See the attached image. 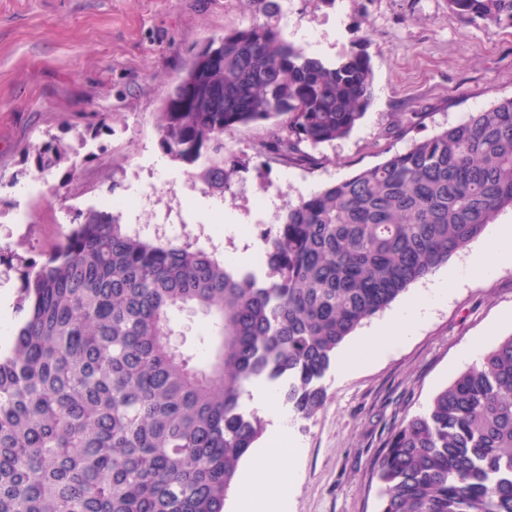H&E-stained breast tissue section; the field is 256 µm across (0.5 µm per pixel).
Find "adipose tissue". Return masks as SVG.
I'll use <instances>...</instances> for the list:
<instances>
[{
	"mask_svg": "<svg viewBox=\"0 0 512 512\" xmlns=\"http://www.w3.org/2000/svg\"><path fill=\"white\" fill-rule=\"evenodd\" d=\"M512 264V226L495 225L483 245L473 252L462 274L466 277H485L498 267ZM448 284L435 283L425 296L416 298L398 313L388 324L365 337L352 356L341 358L342 370H350L358 360L370 361L384 356L411 332L415 322L421 320L430 304L447 296ZM298 449L288 445V425L280 423L266 448L260 449L253 467L244 476L238 490L240 512H286L290 470L284 467V459H297Z\"/></svg>",
	"mask_w": 512,
	"mask_h": 512,
	"instance_id": "adipose-tissue-1",
	"label": "adipose tissue"
}]
</instances>
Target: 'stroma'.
<instances>
[{
	"mask_svg": "<svg viewBox=\"0 0 512 512\" xmlns=\"http://www.w3.org/2000/svg\"><path fill=\"white\" fill-rule=\"evenodd\" d=\"M252 14L245 0H0V245L48 247L80 211L97 206L113 173L131 227L160 225L170 211L218 257L244 246L257 253L260 225L277 218L262 200L294 201L512 96V28L461 20L446 0H295L286 39L299 42L308 31L327 40L331 59L364 48L374 99L348 137L313 148L318 165H273L266 189L255 170L240 172L236 195L223 201L231 228L216 237L204 211L211 196L184 167L157 166L155 114L166 84L194 55L247 26ZM410 112L423 113L422 123H406ZM50 134L72 141L79 178L67 182L63 166L36 187L26 148ZM509 312L512 267H504L453 284L387 355L349 372L331 368L325 405L308 421L288 423L302 451L288 512H377L372 466L390 431L465 369L464 345L512 335Z\"/></svg>",
	"mask_w": 512,
	"mask_h": 512,
	"instance_id": "obj_1",
	"label": "stroma"
}]
</instances>
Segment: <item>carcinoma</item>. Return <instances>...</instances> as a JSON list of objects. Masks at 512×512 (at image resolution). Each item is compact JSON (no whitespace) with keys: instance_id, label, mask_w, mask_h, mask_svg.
<instances>
[{"instance_id":"carcinoma-1","label":"carcinoma","mask_w":512,"mask_h":512,"mask_svg":"<svg viewBox=\"0 0 512 512\" xmlns=\"http://www.w3.org/2000/svg\"><path fill=\"white\" fill-rule=\"evenodd\" d=\"M468 22L512 27V0H447ZM373 95L369 55L326 61L256 17L211 41L168 87L162 151L205 194L234 195L250 159L224 136L269 122L273 162L347 137ZM35 148L44 177L71 160ZM512 209V96L285 205L265 250L235 268L190 236L147 238L90 208L20 271L0 348V512H224L271 385L298 421L325 404L344 342ZM208 322L201 354L171 346L170 313ZM377 512H512V336L402 421L374 462Z\"/></svg>"}]
</instances>
